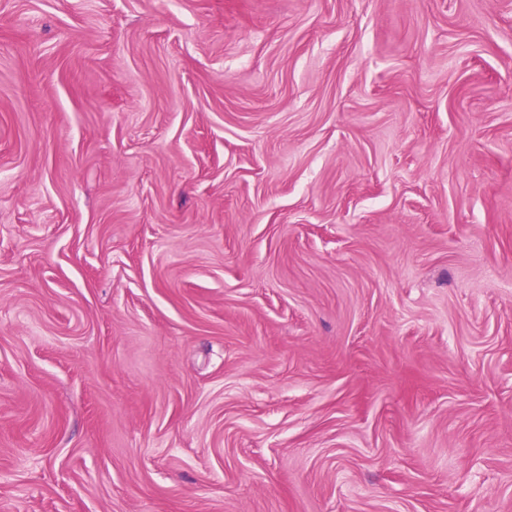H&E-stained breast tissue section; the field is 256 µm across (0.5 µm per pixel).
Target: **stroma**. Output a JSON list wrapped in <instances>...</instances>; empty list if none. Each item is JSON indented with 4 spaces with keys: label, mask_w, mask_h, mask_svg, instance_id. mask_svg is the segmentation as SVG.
Returning a JSON list of instances; mask_svg holds the SVG:
<instances>
[{
    "label": "stroma",
    "mask_w": 512,
    "mask_h": 512,
    "mask_svg": "<svg viewBox=\"0 0 512 512\" xmlns=\"http://www.w3.org/2000/svg\"><path fill=\"white\" fill-rule=\"evenodd\" d=\"M0 512H512V0H0Z\"/></svg>",
    "instance_id": "stroma-1"
}]
</instances>
